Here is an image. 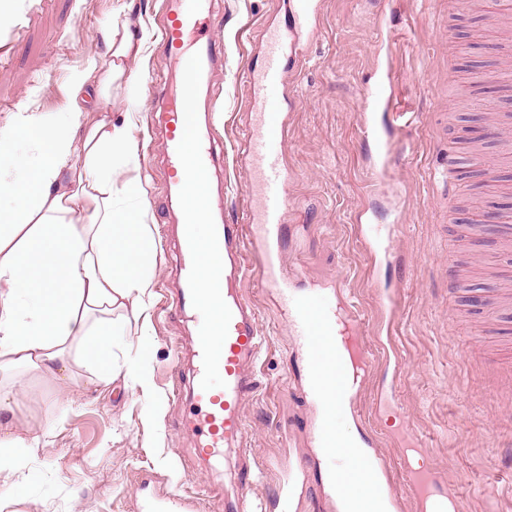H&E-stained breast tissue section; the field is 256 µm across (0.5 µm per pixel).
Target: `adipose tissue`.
Instances as JSON below:
<instances>
[{
    "label": "adipose tissue",
    "instance_id": "ef3b65f1",
    "mask_svg": "<svg viewBox=\"0 0 512 512\" xmlns=\"http://www.w3.org/2000/svg\"><path fill=\"white\" fill-rule=\"evenodd\" d=\"M131 36L108 41L110 64L88 57L69 74L67 110L54 114L21 104L17 119L0 126V368L28 367L56 376L65 365L68 341H78L103 379L112 375V348L140 319L153 282L155 248L142 220L146 192L119 183L138 154L128 124L108 118L83 120L89 94L110 96L125 73L117 61L133 53ZM30 130L35 155L22 152L21 130ZM187 224L205 277L216 272L210 251L209 182L189 174L184 187ZM129 301L128 316L112 312ZM332 432L329 457H340L349 487H337L340 512H390L386 499L365 500L353 458L341 456L349 437L335 433L337 408H322ZM38 439L14 433L12 414L0 413V469L23 475Z\"/></svg>",
    "mask_w": 512,
    "mask_h": 512
}]
</instances>
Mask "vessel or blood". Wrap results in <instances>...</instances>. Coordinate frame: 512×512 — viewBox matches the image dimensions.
<instances>
[{
	"label": "vessel or blood",
	"mask_w": 512,
	"mask_h": 512,
	"mask_svg": "<svg viewBox=\"0 0 512 512\" xmlns=\"http://www.w3.org/2000/svg\"><path fill=\"white\" fill-rule=\"evenodd\" d=\"M214 15V0H178L166 9L160 28V48L176 67L174 83L164 84L160 97L165 100L163 126L166 153L163 169L166 184L168 219L177 230L176 243L182 258L181 287L172 300L179 314L200 308L205 295L220 299L223 321L220 327L198 323L188 350L192 359V377L187 390L195 410L196 448L207 457L223 451L246 457V419L244 404L253 393L261 336L258 315L242 294L241 283L247 272V246L266 242L284 220L287 208L285 186L288 173L277 144L281 125L280 94L285 79V58L296 49L295 36L277 28L265 31L263 66L256 76L264 100L255 114L243 152L248 160L250 220L233 224L218 215L213 222L211 252L220 259L222 272L212 288H204L196 247L188 229L182 228L184 174L187 167L209 172L216 161L209 137L193 135L184 112L173 98L174 85L200 90L209 85L215 71L223 68L224 55L215 38L200 40L197 32ZM263 284L280 294L282 308L290 317V326L302 349L312 355L310 394L319 404L337 403L343 384L338 358L330 353L327 342L336 324V313L314 296L298 297L289 292L288 283L277 273L272 255L264 257ZM408 485L419 512H448V499L437 489L434 468H407ZM255 475L244 467L239 475V490L224 501V512H255L251 494ZM196 497L176 492L153 494L142 506L143 512H196Z\"/></svg>",
	"instance_id": "vessel-or-blood-1"
}]
</instances>
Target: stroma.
I'll use <instances>...</instances> for the list:
<instances>
[{
	"label": "stroma",
	"instance_id": "stroma-1",
	"mask_svg": "<svg viewBox=\"0 0 512 512\" xmlns=\"http://www.w3.org/2000/svg\"><path fill=\"white\" fill-rule=\"evenodd\" d=\"M164 0H22L0 25V125L10 121L33 85L36 109L67 103L66 77L88 55L109 62L108 19L130 32L147 29L144 69L136 88L112 85L111 99H94L88 116L133 112L130 132L140 152L123 180L146 191L144 221L156 243L145 338L114 346L116 366L146 353L150 396L123 376L100 379L93 364L72 362L59 382L24 368L0 371V385H18L11 402L17 433L40 435L26 482L0 472V512H139L140 485L182 489L199 497V512H224L241 462L219 468L197 460L185 404L174 384H187L184 347L190 321L160 303L176 293L177 250L166 243L162 140L154 126L161 102L150 87L169 64L157 33ZM512 0H323L286 62L281 112L288 170L285 220L272 237L283 277L296 293L318 295L339 317L349 306L369 359L354 407L339 419L349 435L374 441L388 462L389 489L399 512H416L404 478L405 446L418 435L424 465L441 476L440 491L466 512H512V234L486 223L512 204V165L496 160L512 141L497 132L512 102L498 21ZM215 34L224 68L212 81L213 140L224 151L225 216L245 221L249 177L242 143L259 104L247 73L260 70L264 26H293L291 0H223ZM481 73L488 93L459 91ZM384 82L389 105L375 113L395 139L389 163L361 123L366 88ZM242 291L259 315L263 348L259 388L245 403L250 461L267 512H338L326 485L331 466L317 446L320 409L304 392L310 367L298 350L275 290L263 288V258L250 255ZM180 362L179 375L169 372ZM303 484L284 496L283 484Z\"/></svg>",
	"mask_w": 512,
	"mask_h": 512
}]
</instances>
